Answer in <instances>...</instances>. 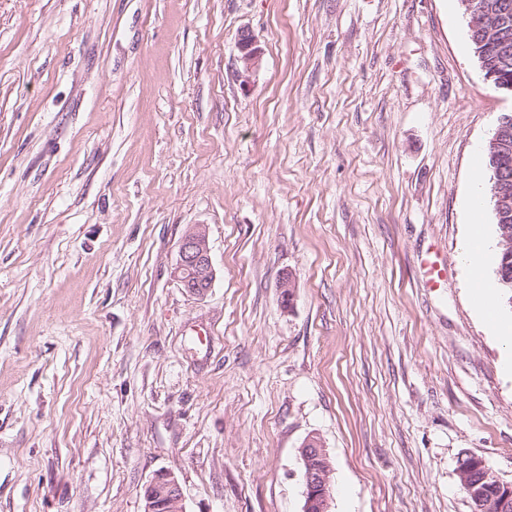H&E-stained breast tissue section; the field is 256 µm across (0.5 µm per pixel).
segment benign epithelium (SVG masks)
<instances>
[{
  "label": "benign epithelium",
  "instance_id": "obj_1",
  "mask_svg": "<svg viewBox=\"0 0 512 512\" xmlns=\"http://www.w3.org/2000/svg\"><path fill=\"white\" fill-rule=\"evenodd\" d=\"M469 16V27L475 44V54L481 62L485 80L504 96L512 97V74L509 73V57H504L500 71L486 66V49H498L512 43V6L503 3L497 11H489L480 0H460ZM238 60L242 70L240 77L249 81L262 64L263 52L253 35L242 30L238 34ZM487 149L492 168L491 201L500 223L506 225L512 216V188L504 178V172L512 164V114L499 117L488 141ZM173 275L182 288L194 296L204 292L193 286V280L213 281L214 268L205 227L195 226L182 237ZM304 462V506L302 512H330L331 465L325 448L316 438L307 439L301 447ZM474 474L469 495L483 512H512V482L502 481L486 461L469 456L465 466L457 465V474L463 477ZM144 512H185L183 493L177 478L170 472L156 474L145 488Z\"/></svg>",
  "mask_w": 512,
  "mask_h": 512
}]
</instances>
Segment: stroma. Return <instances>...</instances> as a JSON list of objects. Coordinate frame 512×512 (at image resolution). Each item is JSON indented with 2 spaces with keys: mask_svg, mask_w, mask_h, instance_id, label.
<instances>
[{
  "mask_svg": "<svg viewBox=\"0 0 512 512\" xmlns=\"http://www.w3.org/2000/svg\"><path fill=\"white\" fill-rule=\"evenodd\" d=\"M507 112L459 0H0V512H143L161 471L302 512L313 436L331 512H471L463 454L512 482L463 273ZM237 49L239 51L238 60L242 66L239 76L243 78V82L248 83L250 77L255 75L261 67L263 52L248 30L239 32ZM190 277L197 278L191 281ZM173 275L181 288L194 296H203L206 291H198V286L192 288L194 283L201 280L210 281L214 278V268L210 255V247L205 227L195 226L189 229L182 237L178 248V259ZM205 282V281H204Z\"/></svg>",
  "mask_w": 512,
  "mask_h": 512,
  "instance_id": "stroma-1",
  "label": "stroma"
}]
</instances>
